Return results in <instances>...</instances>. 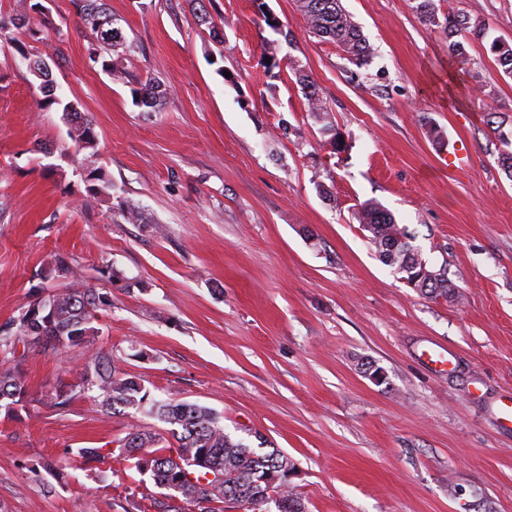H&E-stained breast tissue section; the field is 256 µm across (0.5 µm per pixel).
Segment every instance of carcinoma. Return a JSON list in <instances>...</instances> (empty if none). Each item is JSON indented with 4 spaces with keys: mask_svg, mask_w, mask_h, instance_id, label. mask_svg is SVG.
<instances>
[{
    "mask_svg": "<svg viewBox=\"0 0 512 512\" xmlns=\"http://www.w3.org/2000/svg\"><path fill=\"white\" fill-rule=\"evenodd\" d=\"M413 9L427 25L442 27L448 33V50L452 56L463 55L464 43L487 36L486 25L473 22L465 15H446L439 19L435 0H413ZM307 31L323 41L335 44L345 58L362 65L373 59L372 46L363 36L352 15L342 6L341 0H296ZM22 14L16 23V32L7 36L12 42L22 37L36 38L39 30L30 26L31 15L40 17L45 31L54 29L47 8L41 0H23ZM78 15L83 25L90 29L93 42L92 54L103 57L102 70L112 80L125 83L129 69L126 61L129 45L118 19L106 8L105 0H76ZM265 24L279 38L264 43V55L270 68L278 66V54L282 43L296 47L293 35L282 28L275 17L263 15ZM489 51L507 75H512V45L499 39L489 43ZM41 57L29 59V73L40 80L44 98L39 107L59 105L69 116V134L80 150L88 151L85 159L97 155V134L91 120L81 113L72 102H63L54 92L49 73L42 71ZM296 83L304 92L307 112L332 150L341 152L346 143L332 120L331 109L321 96L313 77L300 66L293 68ZM169 87L151 76L139 80L133 89L135 103L152 112L161 111L167 99ZM355 219L369 227L370 241L380 260L394 268L410 287L428 297L448 295L446 270L437 271L422 261L419 248L412 244L408 229L397 224L394 216L376 203H365L358 208ZM51 273L60 280L68 281V287L52 296L38 300L29 306L19 319L15 336H0V410L11 416L27 402L28 390L20 371L10 365L18 344L28 345V338L40 340V346L57 355L78 353L85 357V364L75 382L46 399V405L62 410L69 407L75 395L92 394L108 413H134L155 418L170 426L166 434L131 426L121 440V456L134 460L137 470L146 474L161 489H168L182 479L183 467H196L194 478L199 487L189 490L183 502L199 507V512H224L220 504L232 503L243 512H270L266 503L269 485L276 481L277 512H306L301 495L290 483L294 469L291 460L277 449L258 452L241 441L233 440L224 433L221 416L212 409L196 403L173 398L155 399L145 389L142 380L119 372L109 354L97 349L92 339L99 333L93 326L97 311L108 305V298L92 288L85 287L77 278L74 267L64 257H57ZM224 472V486L212 491L208 474L215 470ZM173 495L165 499H150V505L141 512H186L171 504Z\"/></svg>",
    "mask_w": 512,
    "mask_h": 512,
    "instance_id": "carcinoma-1",
    "label": "carcinoma"
}]
</instances>
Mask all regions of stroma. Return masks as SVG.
I'll return each instance as SVG.
<instances>
[{"instance_id":"stroma-1","label":"stroma","mask_w":512,"mask_h":512,"mask_svg":"<svg viewBox=\"0 0 512 512\" xmlns=\"http://www.w3.org/2000/svg\"><path fill=\"white\" fill-rule=\"evenodd\" d=\"M435 3L485 23L487 40L456 59L412 0H342L377 51L357 66L307 32L295 0H210L209 25L194 0H106L132 74L170 88L149 114L93 58L72 0H46L60 36L20 49L0 38V336L65 288L47 271L67 257L109 298L95 347L152 396L206 406L233 439L280 449L308 512H512V427L496 421L512 400V180L498 162L512 75L489 51L512 44V0ZM266 10L297 41L272 69ZM32 53L93 123L103 202L86 201L85 154L60 107L38 105ZM293 58L344 152L323 144ZM371 201L447 270L451 295H421L379 259L355 218ZM127 204L141 223L117 217ZM439 348L448 370L427 360ZM83 367L75 354L19 359L31 401L0 413V512H138L159 495L117 453L131 425L162 423L89 398L41 404ZM63 456L62 474L43 468Z\"/></svg>"}]
</instances>
